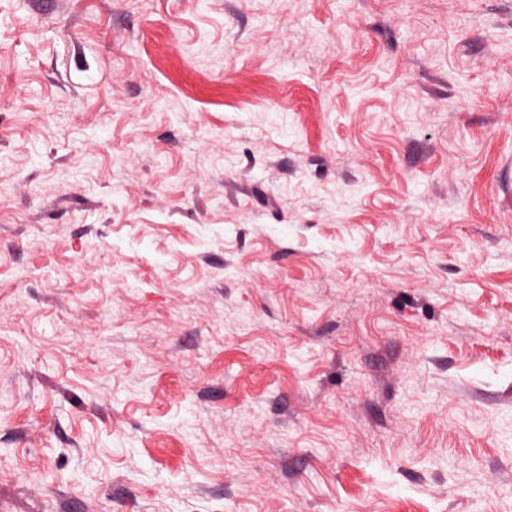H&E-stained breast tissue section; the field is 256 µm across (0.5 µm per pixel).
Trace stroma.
I'll use <instances>...</instances> for the list:
<instances>
[{
  "mask_svg": "<svg viewBox=\"0 0 512 512\" xmlns=\"http://www.w3.org/2000/svg\"><path fill=\"white\" fill-rule=\"evenodd\" d=\"M0 512H512V0H0Z\"/></svg>",
  "mask_w": 512,
  "mask_h": 512,
  "instance_id": "35a3bbf8",
  "label": "stroma"
}]
</instances>
